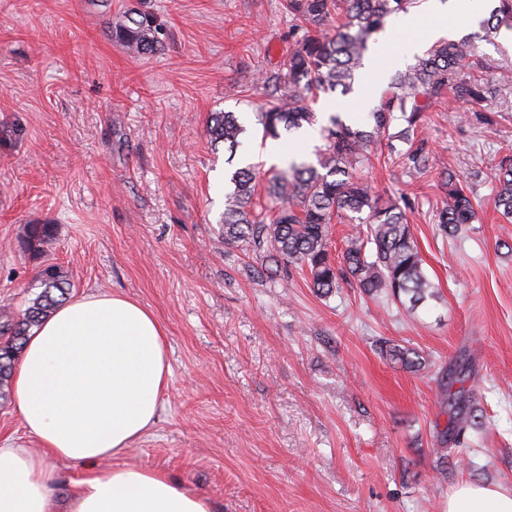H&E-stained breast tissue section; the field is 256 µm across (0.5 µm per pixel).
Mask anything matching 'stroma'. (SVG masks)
<instances>
[{
	"label": "stroma",
	"mask_w": 512,
	"mask_h": 512,
	"mask_svg": "<svg viewBox=\"0 0 512 512\" xmlns=\"http://www.w3.org/2000/svg\"><path fill=\"white\" fill-rule=\"evenodd\" d=\"M133 2L0 0V312L21 314L39 267L56 264L70 297L121 293L166 329L156 422L116 464L162 471L216 512H446L464 481L512 491V224L492 179L512 152V31L484 29L492 0L448 24L487 65L494 124L448 97L415 134L435 168L393 165L381 142L358 169L404 210L439 293L413 312L346 283L319 295L293 268L268 278L262 254L220 236L226 166L209 114L251 125L243 154L279 163L302 150L298 134L265 142L254 129L267 75L304 35L288 0H151L168 32L151 56L112 39ZM389 22L397 33L378 35L359 76L361 118L429 25L418 8ZM444 169L476 209L453 237L436 221ZM31 223L54 227L37 256L21 244ZM386 342L429 368L394 365ZM463 353L484 425L448 443L442 467L437 381Z\"/></svg>",
	"instance_id": "obj_1"
}]
</instances>
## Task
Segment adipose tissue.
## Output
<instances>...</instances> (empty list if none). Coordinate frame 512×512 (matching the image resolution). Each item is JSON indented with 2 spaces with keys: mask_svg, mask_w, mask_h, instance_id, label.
I'll use <instances>...</instances> for the list:
<instances>
[{
  "mask_svg": "<svg viewBox=\"0 0 512 512\" xmlns=\"http://www.w3.org/2000/svg\"><path fill=\"white\" fill-rule=\"evenodd\" d=\"M170 373L165 328L138 301L93 292L58 306L14 368L15 409L39 447L0 446V512H214L162 472L106 464L152 428ZM61 463L82 468L67 506L53 490ZM447 512H512V492L463 482Z\"/></svg>",
  "mask_w": 512,
  "mask_h": 512,
  "instance_id": "ef3b65f1",
  "label": "adipose tissue"
}]
</instances>
